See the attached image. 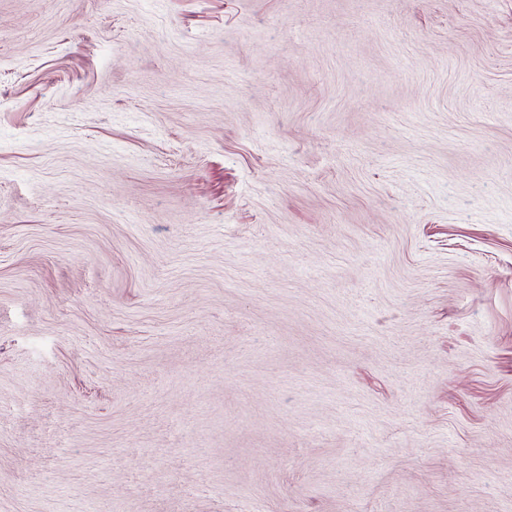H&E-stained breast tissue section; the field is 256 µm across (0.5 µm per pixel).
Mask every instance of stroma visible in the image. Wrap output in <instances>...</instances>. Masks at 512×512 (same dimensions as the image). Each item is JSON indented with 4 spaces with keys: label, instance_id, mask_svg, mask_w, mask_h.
I'll return each instance as SVG.
<instances>
[{
    "label": "stroma",
    "instance_id": "35a3bbf8",
    "mask_svg": "<svg viewBox=\"0 0 512 512\" xmlns=\"http://www.w3.org/2000/svg\"><path fill=\"white\" fill-rule=\"evenodd\" d=\"M0 512H512V0H0Z\"/></svg>",
    "mask_w": 512,
    "mask_h": 512
}]
</instances>
